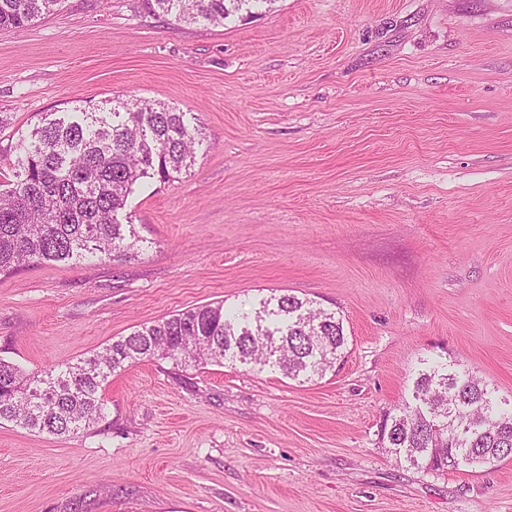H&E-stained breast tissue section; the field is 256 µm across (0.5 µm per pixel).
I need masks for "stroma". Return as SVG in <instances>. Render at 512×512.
<instances>
[{"mask_svg": "<svg viewBox=\"0 0 512 512\" xmlns=\"http://www.w3.org/2000/svg\"><path fill=\"white\" fill-rule=\"evenodd\" d=\"M115 97L194 113L208 148L130 197L138 258L0 275V358L41 375L284 293L348 343L309 383L144 360L88 431L2 423L0 512H512V458L426 474L380 443L422 360L512 398V0H269L209 27L62 0L0 30V150Z\"/></svg>", "mask_w": 512, "mask_h": 512, "instance_id": "35a3bbf8", "label": "stroma"}]
</instances>
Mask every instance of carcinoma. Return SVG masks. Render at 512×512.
<instances>
[{
  "instance_id": "carcinoma-1",
  "label": "carcinoma",
  "mask_w": 512,
  "mask_h": 512,
  "mask_svg": "<svg viewBox=\"0 0 512 512\" xmlns=\"http://www.w3.org/2000/svg\"><path fill=\"white\" fill-rule=\"evenodd\" d=\"M182 24L222 25L269 0H144ZM61 0H0V30L21 29ZM204 138L193 117L163 101L112 99L110 107L47 112L8 151L13 179L0 182V274L29 264L81 266L88 257L129 261L142 251L122 222L136 186L188 171ZM347 343L336 313L282 294L229 311L224 301L142 325L103 350L45 375L0 359V421L35 433L77 434L104 417L102 388L145 359L173 366L241 363L302 382L325 376ZM382 442L420 471L494 467L512 457V401L448 363L418 370L409 397L387 413Z\"/></svg>"
}]
</instances>
